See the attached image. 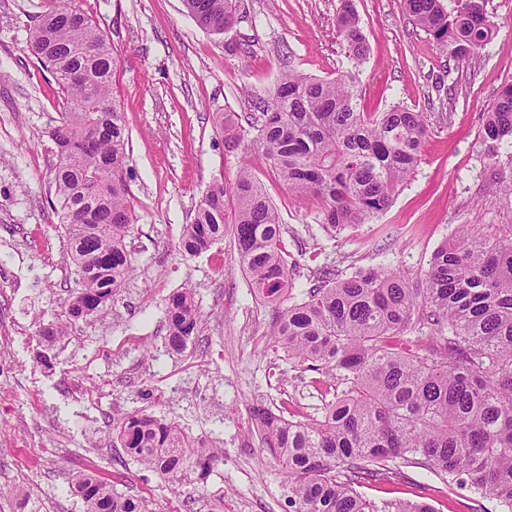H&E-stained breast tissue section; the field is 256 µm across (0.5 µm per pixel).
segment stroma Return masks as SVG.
<instances>
[{
	"label": "stroma",
	"mask_w": 512,
	"mask_h": 512,
	"mask_svg": "<svg viewBox=\"0 0 512 512\" xmlns=\"http://www.w3.org/2000/svg\"><path fill=\"white\" fill-rule=\"evenodd\" d=\"M38 0H0V512H84L75 474L139 494L151 512H292L280 465L262 454L249 409L316 415L324 400L295 361L268 348L277 309L256 300L232 232L209 251L179 248L207 187L233 179L248 159L277 206L295 263L293 297L320 270L347 277L388 267L423 279L437 247L462 224H512V145L490 154L486 115L512 84V0H486L493 40L464 60L442 53L401 0H352L368 44L359 68L360 109L403 105L426 113L430 131L412 178L365 224L328 230L315 200H300L248 141L231 146L221 113L254 115L284 63L320 78L345 64L336 27L341 0H239V20L215 34L183 0H76L117 57L113 97L129 137L134 226L127 239L135 276L70 336L42 343L40 324L62 314L77 281L52 210L57 162L50 138L62 95L28 54ZM192 292L205 315L175 354L165 347L166 304ZM135 411L224 444L206 483L172 493L112 445V427ZM364 497L406 499L433 512H479L469 488L396 463L389 478L357 487Z\"/></svg>",
	"instance_id": "35a3bbf8"
}]
</instances>
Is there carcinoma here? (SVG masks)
<instances>
[{
  "label": "carcinoma",
  "instance_id": "1",
  "mask_svg": "<svg viewBox=\"0 0 512 512\" xmlns=\"http://www.w3.org/2000/svg\"><path fill=\"white\" fill-rule=\"evenodd\" d=\"M202 28L222 33L238 21V0H184ZM403 6L453 60L486 46L496 28L485 0H403ZM351 69L331 79L291 68L256 102L246 134L226 117L221 132L249 138L298 198L322 206L334 230L364 224L392 203L415 172L428 134L424 113L393 105L358 109L355 73L368 46L349 3L337 17ZM28 50L49 69L64 97L51 132L58 163L53 184L66 253L78 288L64 314L40 329L52 344L73 322L98 313L132 276L126 239L134 221L126 179L124 113L112 96L117 59L72 0H40ZM492 151L512 140V85L487 113ZM232 225L239 262L254 296L277 305L288 294L290 254L277 207L246 165L230 183L209 185L179 248L209 250ZM166 347L183 352L202 316L191 292L169 297ZM268 348L317 374L331 399L318 417H286L288 405L251 407L262 451L288 477L294 512H432L401 500L374 501L354 485L384 478L396 460L433 470L512 512V224L463 225L434 252L421 284L388 269L345 278L323 274L303 297L278 309ZM112 441L176 493L203 482L224 458L220 442L186 435L178 424L129 413ZM74 489L86 512H150L148 501L121 495L92 474Z\"/></svg>",
  "mask_w": 512,
  "mask_h": 512
}]
</instances>
